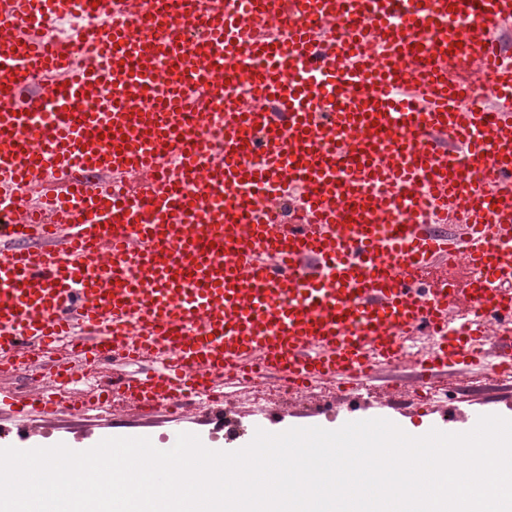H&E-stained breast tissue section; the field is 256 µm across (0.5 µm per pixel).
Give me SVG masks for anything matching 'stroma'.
Segmentation results:
<instances>
[{"instance_id":"stroma-1","label":"stroma","mask_w":512,"mask_h":512,"mask_svg":"<svg viewBox=\"0 0 512 512\" xmlns=\"http://www.w3.org/2000/svg\"><path fill=\"white\" fill-rule=\"evenodd\" d=\"M461 385H449L447 403H431L426 415H419L418 400L412 389L377 390L363 404L351 408L337 392L303 404H269L263 415H256L248 391L230 389L229 400L234 418L244 430L261 424L280 433L293 427L328 426L350 421L385 418L406 428H452L458 431L467 426V417L486 411L512 419V382L497 381L485 372L471 370L461 375Z\"/></svg>"}]
</instances>
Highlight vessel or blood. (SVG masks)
Instances as JSON below:
<instances>
[{"instance_id":"b4317fda","label":"vessel or blood","mask_w":512,"mask_h":512,"mask_svg":"<svg viewBox=\"0 0 512 512\" xmlns=\"http://www.w3.org/2000/svg\"><path fill=\"white\" fill-rule=\"evenodd\" d=\"M510 52L512 0H0V448L237 450L228 386L354 403L421 334L415 393L511 368ZM112 431L115 434L141 433L159 435L172 429L169 418L164 413L154 414L151 417H140L128 414L123 417L112 418Z\"/></svg>"}]
</instances>
